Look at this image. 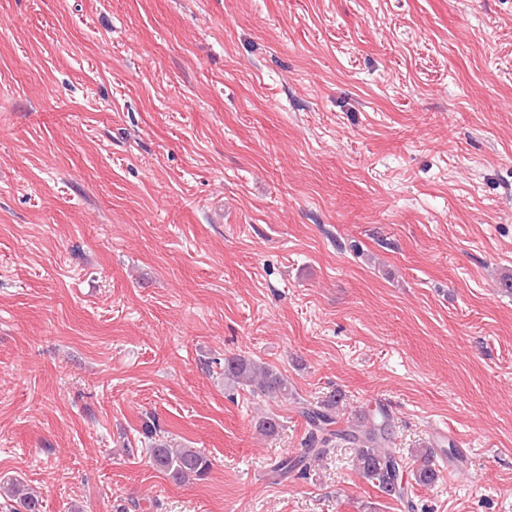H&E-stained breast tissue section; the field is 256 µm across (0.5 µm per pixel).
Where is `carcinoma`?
I'll use <instances>...</instances> for the list:
<instances>
[{"label": "carcinoma", "instance_id": "carcinoma-1", "mask_svg": "<svg viewBox=\"0 0 512 512\" xmlns=\"http://www.w3.org/2000/svg\"><path fill=\"white\" fill-rule=\"evenodd\" d=\"M224 383L230 387H247L262 395H286L288 380L273 368L241 355L224 358ZM343 399L340 392L329 394L320 405L306 411L318 428L334 423V413ZM348 440L358 445L357 471L375 484L387 496H402L403 462L391 448L389 417L381 420L360 417L350 421L342 431H326L321 437H312L307 454L320 458L336 439ZM153 466L176 482L203 480L211 470L210 459L197 448H171L157 441L150 448ZM418 466L413 469L415 483L432 486L439 478L434 454L429 448L415 450ZM6 492L17 500L23 512H40L41 503L24 483L15 479L7 484Z\"/></svg>", "mask_w": 512, "mask_h": 512}]
</instances>
